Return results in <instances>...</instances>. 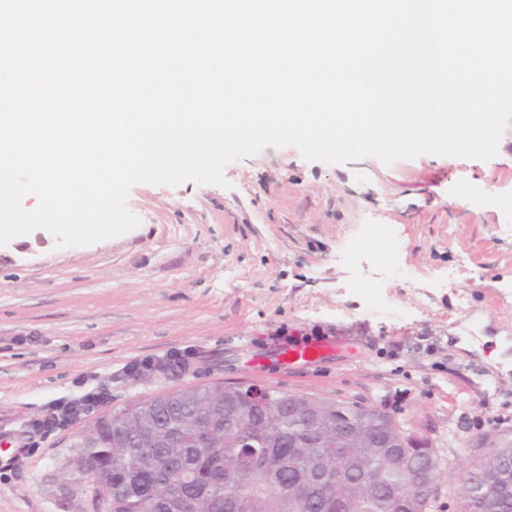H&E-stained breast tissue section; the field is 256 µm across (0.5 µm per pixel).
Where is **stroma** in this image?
<instances>
[{
	"instance_id": "obj_1",
	"label": "stroma",
	"mask_w": 512,
	"mask_h": 512,
	"mask_svg": "<svg viewBox=\"0 0 512 512\" xmlns=\"http://www.w3.org/2000/svg\"><path fill=\"white\" fill-rule=\"evenodd\" d=\"M224 176L135 185L140 224L114 238L0 246V512H86L53 475L95 416L36 430L56 402L103 391L116 413L240 383L390 414L437 456L429 512H459L466 469L512 448V372L492 361L512 336V126L487 161L269 147ZM328 335L338 354L280 365V337ZM178 354L189 370L142 368Z\"/></svg>"
}]
</instances>
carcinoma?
I'll use <instances>...</instances> for the list:
<instances>
[{
    "mask_svg": "<svg viewBox=\"0 0 512 512\" xmlns=\"http://www.w3.org/2000/svg\"><path fill=\"white\" fill-rule=\"evenodd\" d=\"M185 390L164 408L148 399L112 416H102L81 432L73 448L87 469L76 481L91 477L112 484V512H427L431 499L412 486L411 467L434 455L414 448L400 431V448H372L368 436L341 445L331 440L338 427L354 423L358 407L334 403L329 422L315 429V445L290 448L304 429L302 417L288 411L290 395L266 408L251 405L226 386ZM220 412L223 426L202 433L195 420ZM257 440L249 464L232 455L217 465L204 451L231 448L240 434ZM341 470L372 469L378 487L352 482L322 496L298 497L316 460ZM461 512H512V473L503 476L492 460L472 464L466 473Z\"/></svg>",
    "mask_w": 512,
    "mask_h": 512,
    "instance_id": "cac0c4a2",
    "label": "carcinoma"
}]
</instances>
